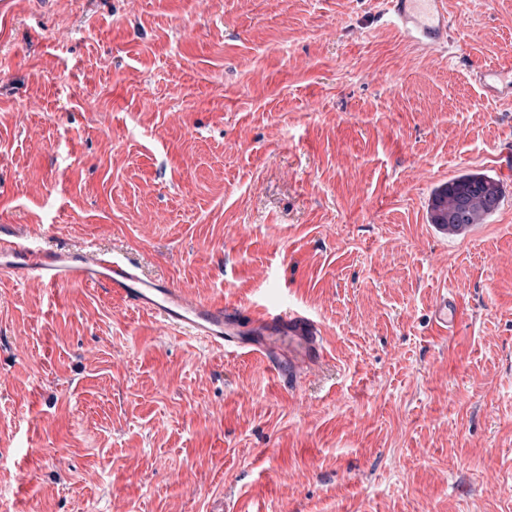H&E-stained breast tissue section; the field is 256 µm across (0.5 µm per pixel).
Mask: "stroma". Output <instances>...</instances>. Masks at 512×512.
I'll use <instances>...</instances> for the list:
<instances>
[{
  "label": "stroma",
  "instance_id": "obj_1",
  "mask_svg": "<svg viewBox=\"0 0 512 512\" xmlns=\"http://www.w3.org/2000/svg\"><path fill=\"white\" fill-rule=\"evenodd\" d=\"M428 58L384 0H0V225L321 325L296 389L84 283L0 275V512H512V0ZM504 199L460 235L435 188ZM453 292L463 318L436 335ZM485 98L512 101V68L479 65L473 71ZM502 200L499 183L482 173L456 176L435 189L430 223L449 231H464L481 224L498 210ZM458 320V308L456 299L448 290L438 294L432 304L433 325L443 334L450 333Z\"/></svg>",
  "mask_w": 512,
  "mask_h": 512
}]
</instances>
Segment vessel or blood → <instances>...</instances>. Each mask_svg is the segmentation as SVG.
<instances>
[{
  "instance_id": "vessel-or-blood-1",
  "label": "vessel or blood",
  "mask_w": 512,
  "mask_h": 512,
  "mask_svg": "<svg viewBox=\"0 0 512 512\" xmlns=\"http://www.w3.org/2000/svg\"><path fill=\"white\" fill-rule=\"evenodd\" d=\"M384 16L417 48L443 52L450 34L447 0H387ZM475 82L484 97L512 101V68L477 66ZM0 272L51 285L80 282L103 287L124 303L157 315L162 322L207 341L213 348L257 354L289 386H296L322 361L319 323L298 308L258 305L243 310L191 299L181 289L148 279L118 256L91 248L46 249L36 237L0 229ZM458 320L453 294L432 304V322L444 334Z\"/></svg>"
}]
</instances>
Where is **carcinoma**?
Instances as JSON below:
<instances>
[{
    "label": "carcinoma",
    "instance_id": "obj_1",
    "mask_svg": "<svg viewBox=\"0 0 512 512\" xmlns=\"http://www.w3.org/2000/svg\"><path fill=\"white\" fill-rule=\"evenodd\" d=\"M502 200L499 183L482 173L456 176L435 189L430 223L450 231H464L481 224L498 210Z\"/></svg>",
    "mask_w": 512,
    "mask_h": 512
}]
</instances>
